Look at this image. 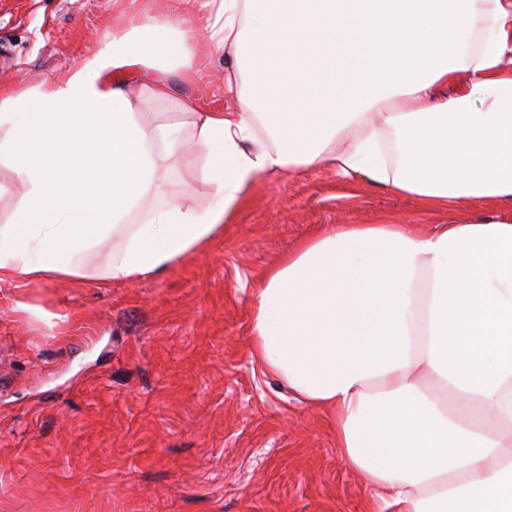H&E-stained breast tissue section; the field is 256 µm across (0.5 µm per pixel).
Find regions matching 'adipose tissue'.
I'll use <instances>...</instances> for the list:
<instances>
[{
  "instance_id": "ef3b65f1",
  "label": "adipose tissue",
  "mask_w": 512,
  "mask_h": 512,
  "mask_svg": "<svg viewBox=\"0 0 512 512\" xmlns=\"http://www.w3.org/2000/svg\"><path fill=\"white\" fill-rule=\"evenodd\" d=\"M181 2L129 19L60 78L0 90V159L27 186L0 225V281L80 276L81 253L188 148L205 159L211 205L149 211L109 279L201 250L258 176L293 168L326 163L438 209H512V0H210L205 31L235 105L175 101L187 141L146 124L145 92L112 80L134 66L192 77L195 0ZM252 295L264 371L326 411L377 497L396 512H512V212L423 235L341 224Z\"/></svg>"
}]
</instances>
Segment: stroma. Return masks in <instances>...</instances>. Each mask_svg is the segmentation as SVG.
Listing matches in <instances>:
<instances>
[{"instance_id":"stroma-1","label":"stroma","mask_w":512,"mask_h":512,"mask_svg":"<svg viewBox=\"0 0 512 512\" xmlns=\"http://www.w3.org/2000/svg\"><path fill=\"white\" fill-rule=\"evenodd\" d=\"M164 0H0V88L63 76L138 12ZM194 80H163L203 112L228 107L224 63L199 53ZM204 161L162 169L153 204L212 202ZM494 200L428 211L411 196L334 169L257 178L204 250L160 275L106 279L117 237L82 274L0 281V512H390L336 446L325 412L265 374L251 346L246 281L336 224H403L423 234L492 217Z\"/></svg>"}]
</instances>
